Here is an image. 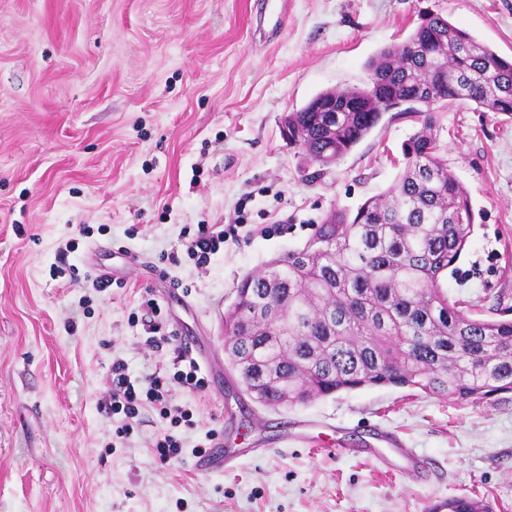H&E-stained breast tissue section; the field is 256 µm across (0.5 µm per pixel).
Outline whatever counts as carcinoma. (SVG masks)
Segmentation results:
<instances>
[{
    "mask_svg": "<svg viewBox=\"0 0 512 512\" xmlns=\"http://www.w3.org/2000/svg\"><path fill=\"white\" fill-rule=\"evenodd\" d=\"M368 67L386 99H400L444 69L440 99L512 114V59L432 14ZM358 88L320 92L288 113V145L326 168L382 118L358 112ZM332 106L334 112L315 107ZM402 173L351 216L330 213L306 243L270 260L235 288L224 309L225 360L266 408L307 405L372 387L414 388L475 404L512 393V320L475 318L448 297L474 214L440 156L430 113L408 143ZM448 512H490L461 496Z\"/></svg>",
    "mask_w": 512,
    "mask_h": 512,
    "instance_id": "1",
    "label": "carcinoma"
}]
</instances>
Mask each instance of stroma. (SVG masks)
I'll return each instance as SVG.
<instances>
[{"instance_id": "obj_1", "label": "stroma", "mask_w": 512, "mask_h": 512, "mask_svg": "<svg viewBox=\"0 0 512 512\" xmlns=\"http://www.w3.org/2000/svg\"><path fill=\"white\" fill-rule=\"evenodd\" d=\"M0 0V512H427L469 496L512 512V395L466 406L374 387L265 408L231 370L199 392L175 387L194 428L146 409L129 435L100 413L115 359L131 378L174 373L147 343L142 304L223 351L225 308L242 277L301 247L332 211L356 208L402 171L422 126H378L328 169L281 133L321 91L365 86L368 61L441 15L512 57V0ZM474 234L448 295L484 319L512 309V115L469 101L434 107ZM201 224L235 238L198 268ZM91 237L79 236L81 226ZM77 240L76 251L66 243ZM138 266L97 292L99 267ZM180 258L170 264L169 255ZM66 263L81 277H57ZM184 441L159 463L165 429ZM397 434L431 473L386 471L378 434ZM223 435L233 469L200 473L193 448ZM339 452H331V445Z\"/></svg>"}]
</instances>
